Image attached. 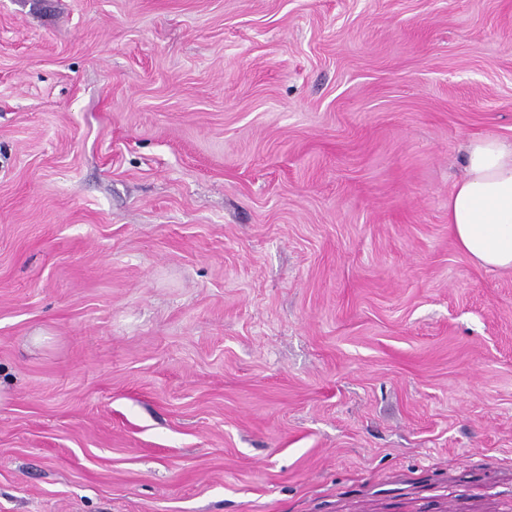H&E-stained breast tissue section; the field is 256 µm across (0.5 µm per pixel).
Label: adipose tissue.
<instances>
[{"label":"adipose tissue","mask_w":512,"mask_h":512,"mask_svg":"<svg viewBox=\"0 0 512 512\" xmlns=\"http://www.w3.org/2000/svg\"><path fill=\"white\" fill-rule=\"evenodd\" d=\"M463 162L448 194L450 232L476 265L512 271V140L473 138Z\"/></svg>","instance_id":"1"}]
</instances>
